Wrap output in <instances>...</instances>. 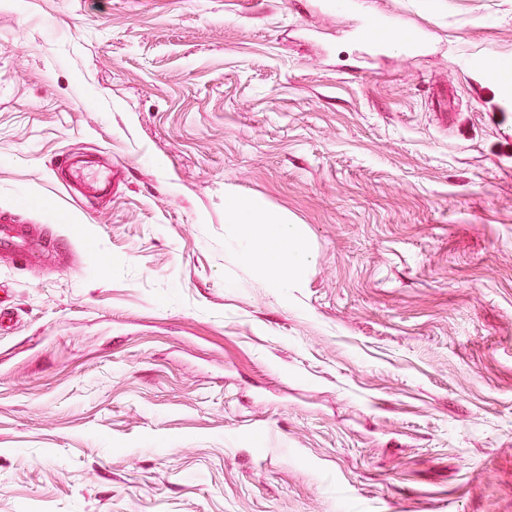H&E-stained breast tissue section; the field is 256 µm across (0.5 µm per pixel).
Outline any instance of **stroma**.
Instances as JSON below:
<instances>
[{
    "mask_svg": "<svg viewBox=\"0 0 512 512\" xmlns=\"http://www.w3.org/2000/svg\"><path fill=\"white\" fill-rule=\"evenodd\" d=\"M319 2L0 0V512H512V0ZM373 18L379 19L389 30L394 32L393 41L398 43L403 50L409 52H422L425 51L429 46V37L423 31L412 30L413 34L405 33L401 31L404 26L397 22L387 20L381 17H369L364 22H367ZM224 212L226 223L237 226L232 246L240 258L259 272L270 273L272 287H297L310 255L296 226L286 217H269L264 204L257 199H226ZM0 252L16 254L22 261H27L35 251V244L25 230L18 224L8 223L0 216Z\"/></svg>",
    "mask_w": 512,
    "mask_h": 512,
    "instance_id": "35a3bbf8",
    "label": "stroma"
}]
</instances>
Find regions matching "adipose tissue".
<instances>
[{
    "mask_svg": "<svg viewBox=\"0 0 512 512\" xmlns=\"http://www.w3.org/2000/svg\"><path fill=\"white\" fill-rule=\"evenodd\" d=\"M224 212L227 223L237 227L232 246L240 258L259 272L271 274L273 287H297L310 255L295 225L284 217H269L257 199H226Z\"/></svg>",
    "mask_w": 512,
    "mask_h": 512,
    "instance_id": "adipose-tissue-1",
    "label": "adipose tissue"
}]
</instances>
